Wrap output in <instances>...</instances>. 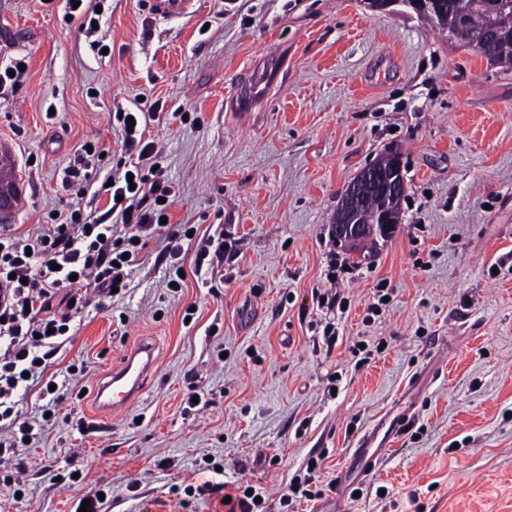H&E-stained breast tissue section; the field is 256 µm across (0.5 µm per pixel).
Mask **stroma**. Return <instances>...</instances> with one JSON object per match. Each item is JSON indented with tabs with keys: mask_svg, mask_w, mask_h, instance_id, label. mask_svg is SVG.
Wrapping results in <instances>:
<instances>
[{
	"mask_svg": "<svg viewBox=\"0 0 512 512\" xmlns=\"http://www.w3.org/2000/svg\"><path fill=\"white\" fill-rule=\"evenodd\" d=\"M97 24L65 0H0V68L27 64L0 94L5 226L27 234L74 202L99 217L106 196L65 190V167L95 139L117 169L116 113L158 100L170 221L197 235L180 288L153 240L129 288L91 299L51 366L68 388L51 417L39 388L20 391L32 432L0 455V512H78L94 489L101 512H218L184 493L209 480L207 456L275 505L313 455L330 487L370 430L385 451L344 512H512V67L363 0H199L167 21L103 0ZM252 76L242 118L230 100ZM392 149L400 224L374 257L333 266L342 192ZM218 233L219 256L205 243ZM330 287L344 309L322 306ZM145 340L158 360L144 393L91 423L88 389Z\"/></svg>",
	"mask_w": 512,
	"mask_h": 512,
	"instance_id": "35a3bbf8",
	"label": "stroma"
}]
</instances>
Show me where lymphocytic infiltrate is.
I'll list each match as a JSON object with an SVG mask.
<instances>
[{
  "mask_svg": "<svg viewBox=\"0 0 512 512\" xmlns=\"http://www.w3.org/2000/svg\"><path fill=\"white\" fill-rule=\"evenodd\" d=\"M161 103L134 115L117 113L125 124L129 174L114 175L106 191L113 201L105 219L72 208L54 217L34 237L0 233V432L11 420L19 390L42 382L48 360L68 342L78 315L88 305L72 290L74 281L93 283L99 297L125 290L132 267L160 220L169 214L174 195L162 171L147 119L160 115ZM187 496H225L224 512H269L242 486L205 482L187 486Z\"/></svg>",
  "mask_w": 512,
  "mask_h": 512,
  "instance_id": "obj_1",
  "label": "lymphocytic infiltrate"
}]
</instances>
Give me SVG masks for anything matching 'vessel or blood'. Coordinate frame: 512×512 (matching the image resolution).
<instances>
[{
  "mask_svg": "<svg viewBox=\"0 0 512 512\" xmlns=\"http://www.w3.org/2000/svg\"><path fill=\"white\" fill-rule=\"evenodd\" d=\"M149 14L162 19H175L192 13L197 0H142ZM157 364L156 348L142 342L127 349L118 364L113 365L93 387V402L97 413L122 411L142 395L149 376ZM374 433L367 432L351 449L349 461L342 469L337 486L347 489L369 476L379 454Z\"/></svg>",
  "mask_w": 512,
  "mask_h": 512,
  "instance_id": "vessel-or-blood-1",
  "label": "vessel or blood"
}]
</instances>
